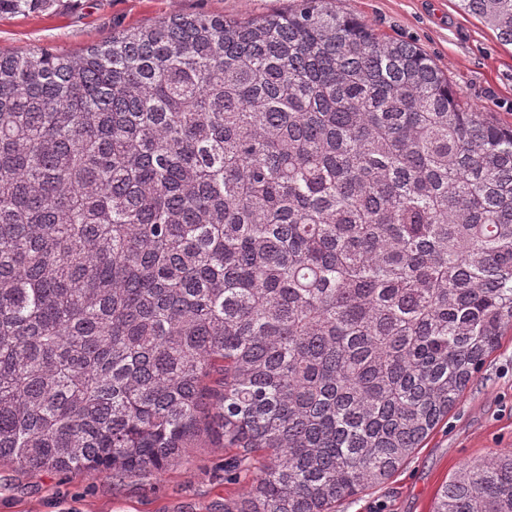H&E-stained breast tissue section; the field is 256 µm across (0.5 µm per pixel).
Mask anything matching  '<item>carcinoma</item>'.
Here are the masks:
<instances>
[{
  "instance_id": "cac0c4a2",
  "label": "carcinoma",
  "mask_w": 512,
  "mask_h": 512,
  "mask_svg": "<svg viewBox=\"0 0 512 512\" xmlns=\"http://www.w3.org/2000/svg\"><path fill=\"white\" fill-rule=\"evenodd\" d=\"M54 0H0V14ZM302 0L0 51V463L254 469L224 512H338L512 328V127ZM512 44V0H459ZM432 512H512V451Z\"/></svg>"
}]
</instances>
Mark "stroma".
<instances>
[{"instance_id": "stroma-1", "label": "stroma", "mask_w": 512, "mask_h": 512, "mask_svg": "<svg viewBox=\"0 0 512 512\" xmlns=\"http://www.w3.org/2000/svg\"><path fill=\"white\" fill-rule=\"evenodd\" d=\"M295 0H56L42 12L0 14V50L51 47L75 52L123 28L174 13L227 17L271 14ZM335 9L377 33L411 43L445 70L474 108L512 125V45L465 15L457 0H336ZM512 450V332L469 383L447 420L386 484L347 502L342 512H431L440 487L466 461ZM230 449L196 438L185 458L160 475L113 481L111 475L30 472L0 465V512H224L249 477L224 478Z\"/></svg>"}]
</instances>
